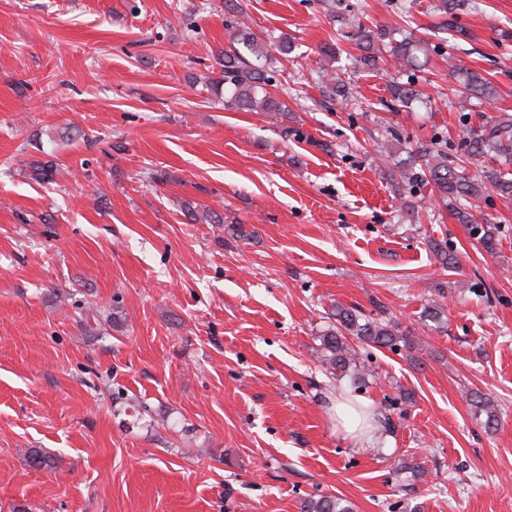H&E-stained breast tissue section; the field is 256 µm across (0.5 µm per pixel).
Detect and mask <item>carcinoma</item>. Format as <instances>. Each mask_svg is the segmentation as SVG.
<instances>
[{"label": "carcinoma", "instance_id": "1", "mask_svg": "<svg viewBox=\"0 0 512 512\" xmlns=\"http://www.w3.org/2000/svg\"><path fill=\"white\" fill-rule=\"evenodd\" d=\"M459 0H438L437 14L440 25L448 30L455 28ZM240 16L231 26L233 32L228 46L220 51L218 64L220 77L210 81L216 90L224 91V103L238 111L273 112L288 117L290 108L281 98L271 94L269 87L276 81L273 67L272 45L251 37L247 18L241 16L243 8L236 5ZM351 40L362 51L359 63L369 71L395 72L398 81L390 89V104L406 106L422 99L416 87L417 71L422 66L419 55L444 52V43L433 46L422 40H396L386 28L369 29L357 16H352ZM336 49L327 47L320 53L317 77L324 95L331 101H348L353 97L351 83L344 80L332 64ZM448 75L459 80L466 94L485 104L493 102L498 91L482 74L462 69L456 58L448 56ZM461 146L470 159L476 161V170L469 173L442 142L425 147L413 156V163L398 170V187L415 188L422 182L431 184L439 201L461 224H469L479 234L484 248L495 249V227L477 222L475 202L491 189L503 200H512V115L502 113L473 126L466 124L462 130ZM186 215L194 222L216 224L233 239L248 240L253 231L244 224H226L224 215L206 210L202 213L192 204L184 205ZM328 324L316 336V360L325 374L334 380L349 379L355 385L365 383L368 367L360 359L359 348H385L397 351L411 348L412 339L399 329L398 324L387 318H374L359 308L337 305L327 317ZM478 412L486 416V426L498 421L497 408L490 399L478 392L470 393ZM301 512H353L351 503L336 495L312 497L302 501Z\"/></svg>", "mask_w": 512, "mask_h": 512}]
</instances>
